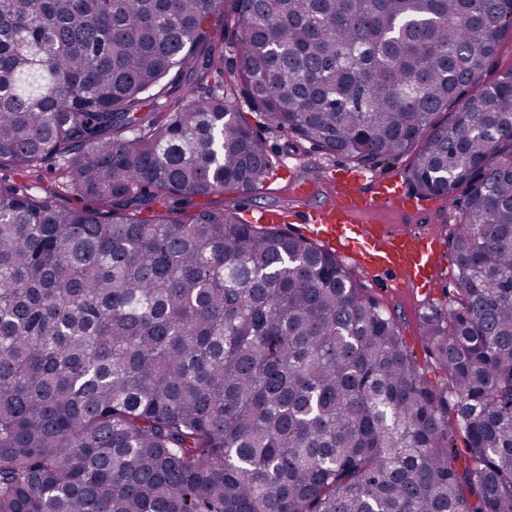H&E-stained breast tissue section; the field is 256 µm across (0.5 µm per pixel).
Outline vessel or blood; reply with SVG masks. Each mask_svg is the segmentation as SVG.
I'll list each match as a JSON object with an SVG mask.
<instances>
[{"mask_svg": "<svg viewBox=\"0 0 512 512\" xmlns=\"http://www.w3.org/2000/svg\"><path fill=\"white\" fill-rule=\"evenodd\" d=\"M359 173L339 169L325 173L324 180L336 190V200L311 211L298 207L294 215L308 224L312 235L327 244H343L348 255L368 268L388 273L390 288H424L434 275L433 242L423 235L398 234L388 225L371 220L378 207L396 217L414 214L418 200L403 195L398 181L379 182L373 193L364 192Z\"/></svg>", "mask_w": 512, "mask_h": 512, "instance_id": "1", "label": "vessel or blood"}]
</instances>
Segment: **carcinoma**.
Segmentation results:
<instances>
[{
    "mask_svg": "<svg viewBox=\"0 0 512 512\" xmlns=\"http://www.w3.org/2000/svg\"><path fill=\"white\" fill-rule=\"evenodd\" d=\"M509 34L512 0H0V169L95 202L0 178V512H512ZM240 90L462 203L422 329L464 466L335 253L194 203L274 168ZM60 164L61 160L59 158H49L41 163V166L37 169V172L31 173L29 176L26 174L15 175L3 170H0V175L8 174L11 175L19 183L30 184L33 182L37 186L48 190L54 187V182H57L60 176Z\"/></svg>",
    "mask_w": 512,
    "mask_h": 512,
    "instance_id": "cac0c4a2",
    "label": "carcinoma"
}]
</instances>
